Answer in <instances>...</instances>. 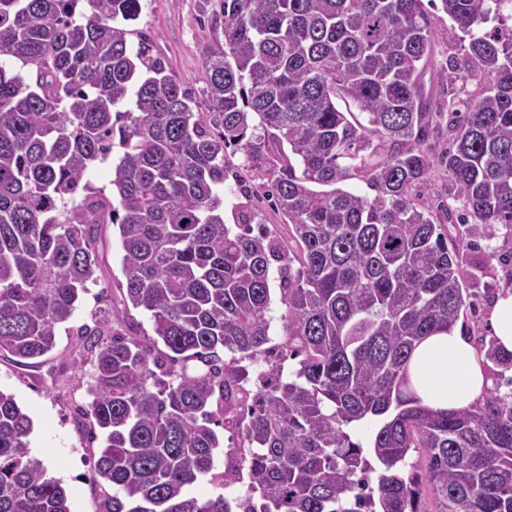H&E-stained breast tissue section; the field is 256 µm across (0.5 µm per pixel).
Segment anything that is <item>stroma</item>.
<instances>
[{
  "label": "stroma",
  "mask_w": 512,
  "mask_h": 512,
  "mask_svg": "<svg viewBox=\"0 0 512 512\" xmlns=\"http://www.w3.org/2000/svg\"><path fill=\"white\" fill-rule=\"evenodd\" d=\"M221 0H144L134 30L147 35L155 54L167 59L180 83L194 92L204 87L203 54L222 40L220 30L207 23L206 15L219 10ZM435 33L432 56L423 70V81L432 92L434 107H442L446 91L437 81L449 56L461 55V34L448 16L430 9ZM229 177L224 184V220L232 222L238 205L252 209L256 223L280 241H287L288 226L283 215L269 203L263 188L271 173L243 167L241 153L227 152L224 159ZM121 240L116 226L103 227L98 243L95 281L81 295L68 323L59 326L55 346L35 364L24 367L0 360V390L11 393L33 420L28 437L32 455L61 480L72 512H97L98 492L94 484V448L83 441L75 422L86 409V384L93 367L77 336L80 326L103 313L105 330L134 327L138 334H151L148 316L126 310L118 284L123 279ZM460 258L468 272V288L473 309L461 315L457 327L464 335H486V319L491 302L512 282V238L497 234L475 238L461 248Z\"/></svg>",
  "instance_id": "stroma-1"
}]
</instances>
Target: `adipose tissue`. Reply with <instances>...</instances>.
Wrapping results in <instances>:
<instances>
[{
    "label": "adipose tissue",
    "mask_w": 512,
    "mask_h": 512,
    "mask_svg": "<svg viewBox=\"0 0 512 512\" xmlns=\"http://www.w3.org/2000/svg\"><path fill=\"white\" fill-rule=\"evenodd\" d=\"M408 373L422 405L434 410L471 408L489 386L475 347L455 328L424 339L410 358Z\"/></svg>",
    "instance_id": "1"
}]
</instances>
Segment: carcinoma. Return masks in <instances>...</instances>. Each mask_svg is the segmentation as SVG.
I'll return each instance as SVG.
<instances>
[{
	"instance_id": "carcinoma-1",
	"label": "carcinoma",
	"mask_w": 512,
	"mask_h": 512,
	"mask_svg": "<svg viewBox=\"0 0 512 512\" xmlns=\"http://www.w3.org/2000/svg\"><path fill=\"white\" fill-rule=\"evenodd\" d=\"M440 6L468 40L439 73L446 124L422 81L423 0H223L205 112L147 37L132 43L141 0H0V357L54 348L94 281L104 224L119 229L124 301L152 324L143 340L78 330L99 512H420L422 482L436 512H512V390L433 410L407 375L416 345L466 309V237H512V0ZM116 145L111 190L93 187L87 171ZM230 148L272 171L293 253L244 205L225 223ZM436 168L445 220L465 225L452 240L414 194ZM354 179L372 195L343 188ZM481 351L512 371L495 340ZM259 356L298 369L254 390L241 362ZM370 421L365 446L354 428ZM32 427L0 390V512H71L29 456ZM217 427L240 432L220 472ZM413 448L422 480L404 472ZM206 476L245 493L188 494Z\"/></svg>"
}]
</instances>
